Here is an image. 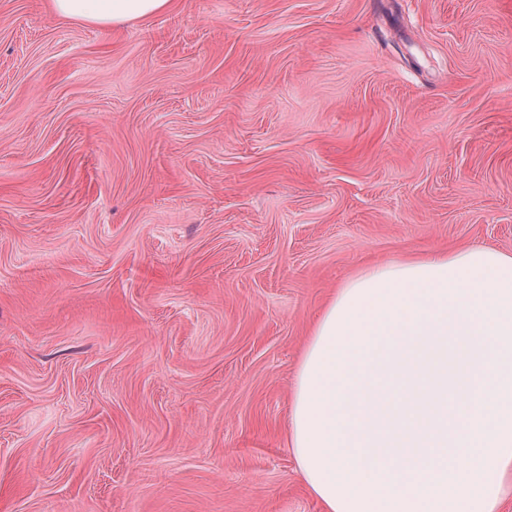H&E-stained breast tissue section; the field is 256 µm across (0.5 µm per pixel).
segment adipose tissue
I'll return each instance as SVG.
<instances>
[{"instance_id":"1","label":"adipose tissue","mask_w":512,"mask_h":512,"mask_svg":"<svg viewBox=\"0 0 512 512\" xmlns=\"http://www.w3.org/2000/svg\"><path fill=\"white\" fill-rule=\"evenodd\" d=\"M101 27L172 0H49ZM288 446L324 512H497L512 482V255L474 245L347 279L302 351Z\"/></svg>"}]
</instances>
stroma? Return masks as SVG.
Listing matches in <instances>:
<instances>
[{"mask_svg":"<svg viewBox=\"0 0 512 512\" xmlns=\"http://www.w3.org/2000/svg\"><path fill=\"white\" fill-rule=\"evenodd\" d=\"M478 244L512 254V0H0V512H323L313 324ZM56 17L101 27L147 20L169 10L172 0H50Z\"/></svg>","mask_w":512,"mask_h":512,"instance_id":"obj_1","label":"stroma"}]
</instances>
